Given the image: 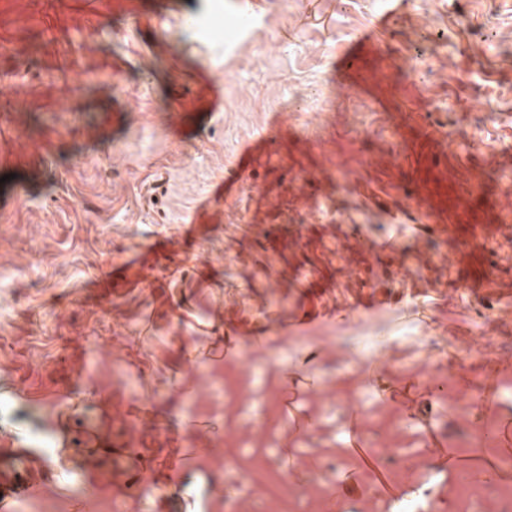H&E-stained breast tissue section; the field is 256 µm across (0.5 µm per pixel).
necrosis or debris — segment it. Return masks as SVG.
I'll use <instances>...</instances> for the list:
<instances>
[{"instance_id": "obj_1", "label": "necrosis or debris", "mask_w": 512, "mask_h": 512, "mask_svg": "<svg viewBox=\"0 0 512 512\" xmlns=\"http://www.w3.org/2000/svg\"><path fill=\"white\" fill-rule=\"evenodd\" d=\"M493 299L482 295L471 306L469 319L475 331L486 332L487 346L481 365L468 357H460L453 378L454 407L476 408L482 373L490 369L499 345H512V327L491 326ZM213 396L224 403V450L218 469L226 476V486L242 512H336L333 479L341 469L340 460L323 457L313 472L296 480L286 478L278 461L276 433L278 420L277 392L261 375L243 372L233 365L212 375ZM368 418L369 458L360 460L361 474H368L371 464L387 470L399 485L412 484L410 495L387 501L371 495V512H430L440 498L436 485L414 481L419 454L403 438L393 414L374 406L364 410ZM245 475L246 483H237V475ZM450 495L460 512H512V486L486 480H470L458 475Z\"/></svg>"}]
</instances>
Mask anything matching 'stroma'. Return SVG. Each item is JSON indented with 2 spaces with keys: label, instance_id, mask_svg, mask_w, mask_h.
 Here are the masks:
<instances>
[{
  "label": "stroma",
  "instance_id": "35a3bbf8",
  "mask_svg": "<svg viewBox=\"0 0 512 512\" xmlns=\"http://www.w3.org/2000/svg\"><path fill=\"white\" fill-rule=\"evenodd\" d=\"M142 2L0 0V80L14 86L0 104V404L9 408L0 449L28 450L45 512H71L78 496L88 512H103L110 493L130 512H225L209 496L217 458L206 452L207 432L180 461L184 503L139 476L143 458L168 457L162 424L209 394L227 325L247 328L269 309L258 274L265 262L283 266L282 305L312 338L271 366L273 384L289 370L327 379V339L358 347L360 371L341 387L363 389L372 404L379 397L362 368L373 355L398 362L423 340L420 358L442 359L469 335L470 299L426 254H407L410 231L399 224L367 241L401 245L387 275L369 282L395 286L391 305L366 322L298 307V266L317 265L338 283L341 309L351 288L342 265L375 264L349 226L400 206L393 156L418 125H441L470 146L466 160L436 159L449 197L477 185L487 202L512 197V70L497 65L512 58V0H398L396 19L366 44L358 93L341 103L332 62L373 27L384 0H177L161 18L143 15ZM182 12L249 14L259 25L251 37L200 50ZM170 41L192 45L189 58L167 59ZM142 54L161 59L152 75L136 69ZM202 64L224 78L223 118L183 128L178 141L158 125L118 123L131 95L147 109L173 95L202 100ZM116 71L126 74L117 85ZM281 111L294 114L296 131L275 145L281 166L258 170L269 180L266 198L250 204L238 184L196 213L240 145ZM19 127L43 145L42 166L16 139ZM314 133L312 147L304 138ZM340 168L350 174L341 186ZM336 236L346 241L342 260ZM203 352L208 362L183 373L186 354ZM14 383L24 400L7 394ZM162 390L164 406L154 402ZM128 434L141 456L114 468L103 447Z\"/></svg>",
  "mask_w": 512,
  "mask_h": 512
}]
</instances>
